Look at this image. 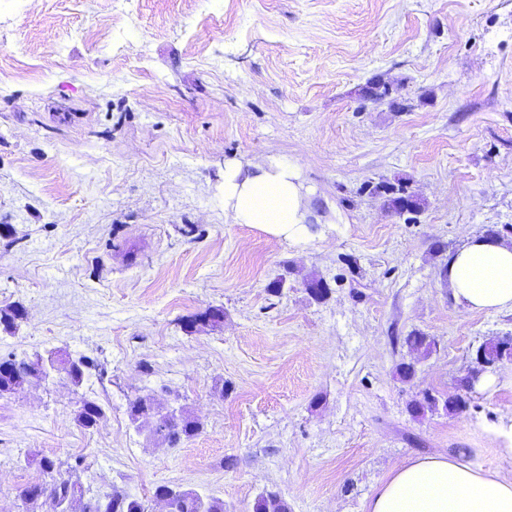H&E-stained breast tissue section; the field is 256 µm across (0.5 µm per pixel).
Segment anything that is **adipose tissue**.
<instances>
[{
	"label": "adipose tissue",
	"mask_w": 512,
	"mask_h": 512,
	"mask_svg": "<svg viewBox=\"0 0 512 512\" xmlns=\"http://www.w3.org/2000/svg\"><path fill=\"white\" fill-rule=\"evenodd\" d=\"M224 220L276 240L305 237L308 206L298 173L274 161L225 164ZM447 279L468 310H512V246L468 238L449 261ZM367 512H512V470L488 471L454 454L408 459L393 468Z\"/></svg>",
	"instance_id": "obj_1"
}]
</instances>
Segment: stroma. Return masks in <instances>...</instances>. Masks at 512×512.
<instances>
[{"label":"stroma","instance_id":"stroma-1","mask_svg":"<svg viewBox=\"0 0 512 512\" xmlns=\"http://www.w3.org/2000/svg\"><path fill=\"white\" fill-rule=\"evenodd\" d=\"M374 79L391 100L366 97ZM271 159L317 217L300 241L224 221L225 164ZM379 186L421 210H387ZM492 229L512 244V0H0V309L25 311L0 354L106 368L0 398V512L78 455L82 482L148 512L160 485L224 512L266 490L292 512H367L404 459L511 468L489 433L512 420V362L463 412L408 411L512 336V311L467 310L442 274ZM211 308L219 326L197 319ZM139 396L202 431L169 447L132 423ZM86 398L105 408L91 430ZM66 378L74 385L81 386L86 378L95 375L102 378L105 374V367L95 358L85 355H76V358L69 366L60 369ZM105 416L104 408L95 400L87 399L76 413L77 424L86 430L93 429Z\"/></svg>","mask_w":512,"mask_h":512}]
</instances>
